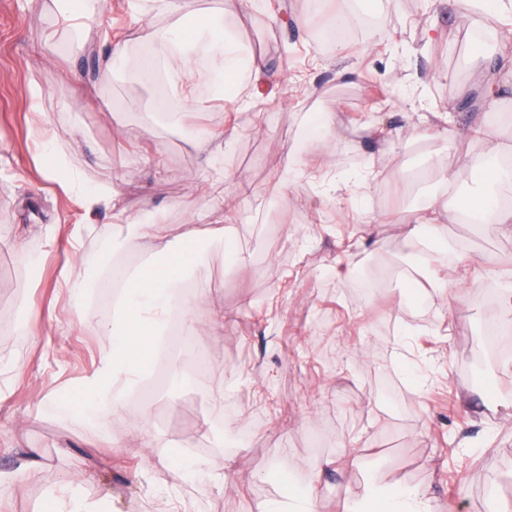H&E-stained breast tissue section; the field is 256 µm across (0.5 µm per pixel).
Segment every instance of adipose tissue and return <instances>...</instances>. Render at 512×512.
Here are the masks:
<instances>
[{
    "label": "adipose tissue",
    "instance_id": "adipose-tissue-1",
    "mask_svg": "<svg viewBox=\"0 0 512 512\" xmlns=\"http://www.w3.org/2000/svg\"><path fill=\"white\" fill-rule=\"evenodd\" d=\"M210 47L217 52V65L222 75L237 77L245 88L261 90L267 84L263 59L244 51L238 41L221 27H214ZM177 62V76L186 103L196 104L195 78L199 72V58L191 35L182 29H173L166 36L148 45L139 69L144 81H153L158 64L169 60ZM512 181V173L498 169L487 179L486 189L472 196L458 198L457 215L477 224L493 225L495 230L512 233V208L500 206L495 193L497 186ZM113 220L119 224H137V241L127 243L130 251L138 250L140 241L152 244L157 254L173 255L171 263L151 273H141L125 280L120 292V317H84L87 331L106 334L112 338V350L103 355L93 376L80 386L83 408L90 416L108 423L123 410L127 392L135 385L142 370V358L147 351L157 349L161 330L173 314H181L185 335H209L222 329L224 317L214 314L200 321L198 313L206 302L204 292L195 290L182 294L181 284L189 270L204 260L205 253L195 243L199 232L187 226L183 233L185 246L170 251L160 224L137 223L135 216L118 211ZM381 512H435V503L428 490L408 481L392 486L384 496Z\"/></svg>",
    "mask_w": 512,
    "mask_h": 512
}]
</instances>
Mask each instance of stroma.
<instances>
[{
    "label": "stroma",
    "mask_w": 512,
    "mask_h": 512,
    "mask_svg": "<svg viewBox=\"0 0 512 512\" xmlns=\"http://www.w3.org/2000/svg\"><path fill=\"white\" fill-rule=\"evenodd\" d=\"M345 5L180 0L172 14L153 0H109L78 31L53 0H0V357L15 364L0 374V471L36 462L0 489V512H49L72 497L95 512H149L173 485L204 512H258L319 467L317 512H348L363 498L377 506L376 491L405 476L431 485L439 512H512V365L475 357L485 331L505 325L499 284L482 272L512 274V234L440 216L426 249L443 262L421 267L404 216L441 195L444 172L454 195L476 193L487 163L476 143L463 168L433 131L398 136L426 112L461 125L480 115L491 130L512 124V71L471 75L461 49L483 16L455 26L453 0H364L374 24L323 49L312 30L334 25ZM300 13L308 27L293 24ZM215 18L265 59L273 92L216 99L199 85L196 110L171 74L138 79L143 45L176 26L205 33ZM116 40L127 44L117 67ZM162 91L179 102V120L163 113ZM312 113L332 115L333 129L309 131ZM373 119L376 137L365 130ZM202 126L223 133V147L198 149ZM46 139L63 177L49 174ZM299 166L334 173L338 190L298 177ZM74 180L106 187L107 199L89 202ZM217 201L229 212L213 211ZM116 207L166 225L176 249L188 224L222 222L230 235L193 271L209 311L224 316L223 330L199 339L219 373L182 374L150 401L148 426L172 446L166 466L128 430L139 405L127 402L107 430L62 402L112 348L74 312L65 278L80 256L105 270L160 264L149 248L124 250L134 229L113 222ZM456 266L471 277L464 287L405 288ZM108 434L120 447H106ZM349 450L359 465L342 476ZM184 455L227 472L226 488L179 483Z\"/></svg>",
    "instance_id": "35a3bbf8"
}]
</instances>
